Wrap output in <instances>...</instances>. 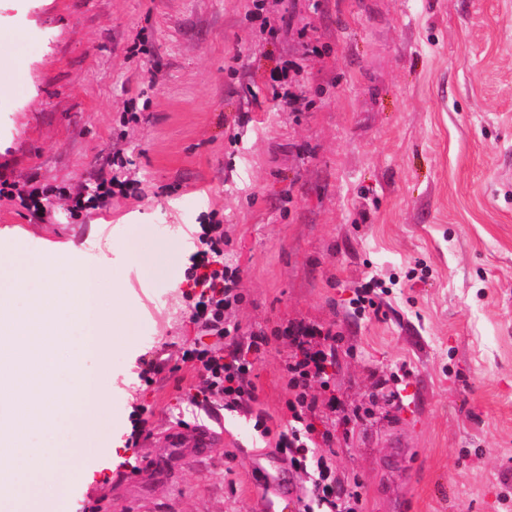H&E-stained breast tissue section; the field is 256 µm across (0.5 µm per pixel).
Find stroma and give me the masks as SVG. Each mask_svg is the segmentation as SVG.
Listing matches in <instances>:
<instances>
[{
	"mask_svg": "<svg viewBox=\"0 0 512 512\" xmlns=\"http://www.w3.org/2000/svg\"><path fill=\"white\" fill-rule=\"evenodd\" d=\"M267 17L284 21L277 38ZM1 27L21 37L0 46V175L89 192L119 148L141 188L79 220L64 199L42 223L0 200L1 243L106 266L143 310L112 358L86 476L52 512H261L245 448L302 490L276 450L288 344L247 351L249 332L291 320L337 333L330 388L352 421L314 424L362 512H512V0H0ZM281 65L299 108L272 98ZM207 214L241 270L239 336L189 319ZM372 275L396 285L380 313H356ZM201 340L247 355L254 401L192 403L181 355ZM139 407L149 436L129 448ZM218 421L223 446L165 445Z\"/></svg>",
	"mask_w": 512,
	"mask_h": 512,
	"instance_id": "35a3bbf8",
	"label": "stroma"
}]
</instances>
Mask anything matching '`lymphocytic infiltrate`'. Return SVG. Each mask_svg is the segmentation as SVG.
I'll return each mask as SVG.
<instances>
[{
	"mask_svg": "<svg viewBox=\"0 0 512 512\" xmlns=\"http://www.w3.org/2000/svg\"><path fill=\"white\" fill-rule=\"evenodd\" d=\"M137 191L136 181L112 175L100 179L93 191L71 192L66 187H37L32 183H19L0 179V199L19 201L31 220L42 221L49 197L69 199L70 213L79 217L102 210L115 196H130ZM199 246L188 257L184 278L190 285L188 297L192 302L191 321L208 335L235 336L239 323L230 315L243 299L239 285L240 269L224 260V227L209 221L201 222ZM332 327L314 325L302 320L288 322L271 331H253L249 334L247 349L258 353L271 341H287L291 352L284 365L287 390L285 406L290 414L288 427L281 432L276 443L287 455L291 466L304 472L310 479L300 499L301 512H359L362 503L358 483H348L337 477L327 450L332 446L330 433H316L314 418L321 409L338 413L342 424L350 419L343 413L341 401L328 394L330 377L326 371L325 343L335 340ZM183 361L203 372V383L196 395L202 400L219 396L224 408L235 411L254 400L256 386L251 377L252 364L247 359H225L223 354L205 343L195 344L184 351Z\"/></svg>",
	"mask_w": 512,
	"mask_h": 512,
	"instance_id": "obj_1",
	"label": "lymphocytic infiltrate"
}]
</instances>
